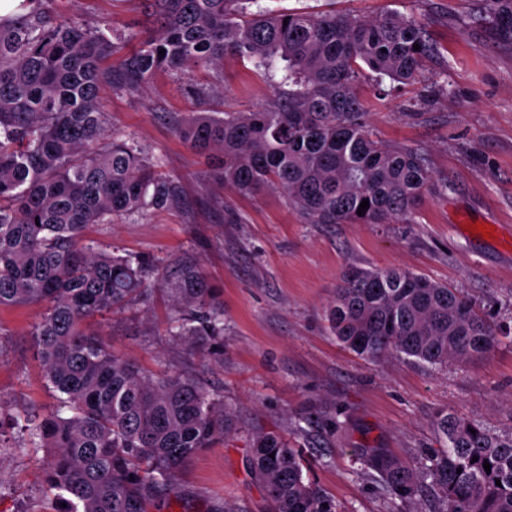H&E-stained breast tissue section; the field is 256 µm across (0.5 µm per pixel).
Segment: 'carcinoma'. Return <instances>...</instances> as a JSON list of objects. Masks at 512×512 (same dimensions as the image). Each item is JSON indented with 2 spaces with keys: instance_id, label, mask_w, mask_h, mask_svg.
<instances>
[{
  "instance_id": "1",
  "label": "carcinoma",
  "mask_w": 512,
  "mask_h": 512,
  "mask_svg": "<svg viewBox=\"0 0 512 512\" xmlns=\"http://www.w3.org/2000/svg\"><path fill=\"white\" fill-rule=\"evenodd\" d=\"M51 2L22 0V13L0 18V306L43 308L32 336L57 401L24 414L18 450L46 449L36 463L51 512H163L181 499L182 472L223 443L233 421L192 376L147 371L87 326L146 295L149 284L143 260L83 244L85 226L162 211L181 194L134 143L108 134L100 85L137 95L161 72L186 76L234 56L269 74L279 58L284 74L264 108L210 112L192 85L202 108L173 118L175 132L192 151L221 157L224 187L279 191L308 224H411L431 183L427 159L378 139L359 85L369 71L379 84L413 82L434 48L420 21L393 13L141 0L137 30L60 19ZM478 19L512 42V0H484ZM156 281L175 305L174 335L208 346L224 333V306L200 269L185 266L173 280L159 270ZM326 319L363 359L432 366L486 355L512 334L448 286L395 268L347 267ZM436 426L445 445L419 464L370 448L364 467L393 499L431 488L440 512H512V434L452 413ZM248 463L273 512H340L311 475L315 459L282 436L257 435Z\"/></svg>"
}]
</instances>
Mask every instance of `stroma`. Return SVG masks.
Returning a JSON list of instances; mask_svg holds the SVG:
<instances>
[{"instance_id": "stroma-1", "label": "stroma", "mask_w": 512, "mask_h": 512, "mask_svg": "<svg viewBox=\"0 0 512 512\" xmlns=\"http://www.w3.org/2000/svg\"><path fill=\"white\" fill-rule=\"evenodd\" d=\"M272 9L335 10L372 18L417 17L437 48L413 84L362 79L368 121L386 143L425 151L432 184L412 224H307L278 192L245 196L216 178L218 159L190 150L170 119L198 108L183 79L159 74L131 96L103 86L110 134L133 140L179 177L180 201L147 216L88 225L84 241L118 255H140L169 275L199 266L224 304L222 358L169 332L172 302L153 289L129 308L92 323L117 354L150 371L194 376L233 417L223 445L199 454L180 478L186 498L170 512H204L210 501L234 512H271L248 465L257 434L296 447L321 444L317 481L341 512H425L422 499H389L365 474L361 448L419 460L439 445L438 413H457L495 433H512V343L464 365L432 368L397 358L359 359L331 334L325 317L346 265L410 269L496 306L512 323V43L475 21L478 0H266ZM62 16L89 25L129 22L134 0H56ZM209 110L263 106L276 93L252 63L225 58L221 71L197 73ZM479 221L494 238L464 230ZM38 306L0 307V512H42L31 454L18 451L24 410L53 405L34 357Z\"/></svg>"}]
</instances>
